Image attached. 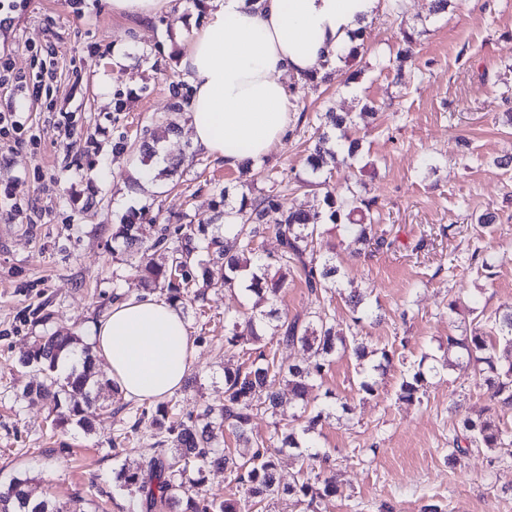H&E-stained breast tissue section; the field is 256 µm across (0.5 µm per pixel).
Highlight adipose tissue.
Returning a JSON list of instances; mask_svg holds the SVG:
<instances>
[{"mask_svg": "<svg viewBox=\"0 0 512 512\" xmlns=\"http://www.w3.org/2000/svg\"><path fill=\"white\" fill-rule=\"evenodd\" d=\"M205 21L179 33L193 96L194 147L238 167L262 160L288 133V81L345 65L357 35L385 0H206ZM97 360L125 399L154 401L178 390L194 357L179 308L153 294L113 306L90 336Z\"/></svg>", "mask_w": 512, "mask_h": 512, "instance_id": "1", "label": "adipose tissue"}]
</instances>
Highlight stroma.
Listing matches in <instances>:
<instances>
[{"label":"stroma","instance_id":"1","mask_svg":"<svg viewBox=\"0 0 512 512\" xmlns=\"http://www.w3.org/2000/svg\"><path fill=\"white\" fill-rule=\"evenodd\" d=\"M431 0H396L369 27L365 48L344 71L315 89H293L296 119L265 157L258 180L223 160L203 155L144 188L131 152H115L118 138L139 140L142 128L174 124L161 146L169 156L194 150L184 113L169 109L172 83L186 80L172 43L174 28L201 18L197 0H171L151 17L113 15L109 0H24L0 27V58L12 82L0 100L12 101L25 129L20 142L0 140V191L15 187L20 211L0 204V485L27 476L35 498L51 504L81 498L84 512H124L114 473L124 461L153 455L149 435L131 432L137 404L101 391L112 415L94 418L92 431L52 432L50 403L25 398L41 382L20 355L44 334L89 336L116 293L141 292L129 265L112 260V227L142 208L184 224H222L225 208L242 196L277 191L282 208L322 207L325 188L297 191L307 178L305 158L324 112H359L369 121L352 134L362 148L351 166L333 169L330 185L358 175L363 195L377 198L379 228L391 249L349 247L343 226L322 227L321 249H333L343 287L366 291L379 321L360 334L372 349L392 348L379 394L359 389L361 367L338 356L322 387L352 406V414L323 421L320 451L331 459L338 492L327 512H512V445L470 448L449 463V442L460 415L488 402L469 370L451 367L431 379L423 403L398 398L408 365L442 355L451 335L474 322L475 309L512 307V169L497 158L512 154V0H449L430 13ZM412 33L415 56L402 74L391 64ZM44 82L32 97L18 82ZM122 91L124 112L113 110ZM495 212L493 230L477 217ZM481 251L496 262L485 277L470 266ZM49 321H35L38 305ZM240 293L208 292L186 306L196 356L174 397L196 413L224 399V371L243 360L224 340V312L246 309Z\"/></svg>","mask_w":512,"mask_h":512}]
</instances>
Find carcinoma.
<instances>
[{
	"instance_id": "cac0c4a2",
	"label": "carcinoma",
	"mask_w": 512,
	"mask_h": 512,
	"mask_svg": "<svg viewBox=\"0 0 512 512\" xmlns=\"http://www.w3.org/2000/svg\"><path fill=\"white\" fill-rule=\"evenodd\" d=\"M191 91L189 85H173L171 109L186 111ZM352 126L351 113H326L324 130L306 158L311 173L322 171L330 159L348 165L356 158L361 143L351 136ZM324 205L323 213L304 204L284 211L271 190L244 199L239 209L226 212L222 235L211 224L160 225L148 211L135 213L127 223L112 229V259L129 264L144 288L160 290L175 306L204 299V288L238 290L250 302L244 311L224 313V323L232 325L225 342L246 347L247 359L235 369H224L223 404H208L195 415H184L171 398L143 405L132 416L130 430L148 425L158 452L132 464L125 462L116 472L118 489L128 496L127 512H264L263 504L275 501L304 504L309 512H327L337 488L333 477L324 475L330 458L315 450L314 432L322 418L331 415L332 406L312 403L310 392L321 387L337 351L348 352L358 361L367 357V345L357 329L372 312L359 292L343 291L336 256L318 254L314 242L321 235L324 218L345 226L357 254L361 245L389 250L395 241L378 233L377 200L364 197L358 181L326 191ZM269 235L278 241L280 252L263 258L257 243ZM153 249L166 251L167 262L159 264L149 258ZM295 273L317 301L336 291L352 313L353 331L348 336L337 331L335 316L321 304L302 317L280 320L276 345L299 347L308 354L307 362L286 365L277 359V350L263 344L261 331L267 320L278 317L275 305L282 289L288 287V276ZM486 324L487 330L477 324L468 334L448 336V357L441 365L426 368L423 359L411 365L398 399L422 402L427 374L463 362L484 380L493 404L512 408V310L495 313ZM78 348L81 368L63 379L54 376L58 362ZM20 362L45 373V380L28 394L53 402L51 429L56 432L73 424L89 427L85 413L95 400L93 390H118L112 381L96 379L92 347L80 336H39L22 353ZM283 385L299 409L291 415L297 424L286 427L278 420L285 405ZM258 412L272 419L273 434L266 441L252 436L251 423ZM226 430L236 438L232 450L224 447ZM507 440L508 432L481 411L461 418L452 444L457 452L466 446L492 450ZM284 448L300 451L310 462V474L293 484H283L278 478L277 455ZM210 467L224 469L240 489V498L203 492L204 473ZM28 483L27 478L15 477L0 489V512H84L79 498L68 508L31 500Z\"/></svg>"
}]
</instances>
